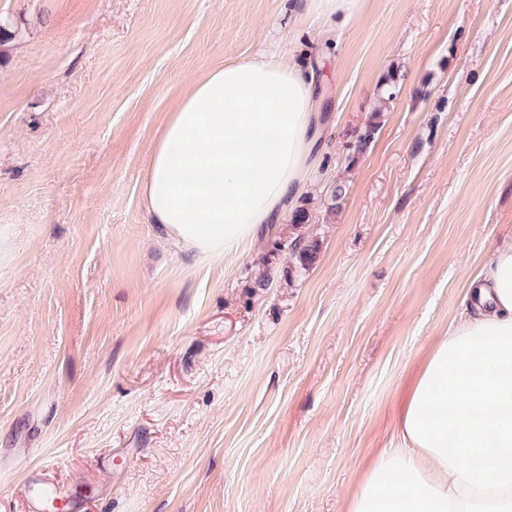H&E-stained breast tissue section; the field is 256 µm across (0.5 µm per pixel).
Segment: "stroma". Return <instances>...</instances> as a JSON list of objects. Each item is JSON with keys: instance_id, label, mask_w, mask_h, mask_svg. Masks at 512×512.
Wrapping results in <instances>:
<instances>
[{"instance_id": "35a3bbf8", "label": "stroma", "mask_w": 512, "mask_h": 512, "mask_svg": "<svg viewBox=\"0 0 512 512\" xmlns=\"http://www.w3.org/2000/svg\"><path fill=\"white\" fill-rule=\"evenodd\" d=\"M0 20V512L36 467L91 512H346L512 239V0H369L332 57L301 0H0ZM273 47L327 84L346 186L303 201L321 253L295 276L289 224L205 259L142 198L166 112Z\"/></svg>"}]
</instances>
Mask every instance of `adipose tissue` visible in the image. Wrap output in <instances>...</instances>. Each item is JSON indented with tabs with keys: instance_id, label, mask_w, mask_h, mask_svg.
<instances>
[{
	"instance_id": "ef3b65f1",
	"label": "adipose tissue",
	"mask_w": 512,
	"mask_h": 512,
	"mask_svg": "<svg viewBox=\"0 0 512 512\" xmlns=\"http://www.w3.org/2000/svg\"><path fill=\"white\" fill-rule=\"evenodd\" d=\"M365 0H304L324 46ZM312 68L282 53L214 68L163 119L142 193L154 224L200 255L254 240L311 187L322 158ZM464 318L412 374L397 426L348 512H512V241L468 281Z\"/></svg>"
}]
</instances>
